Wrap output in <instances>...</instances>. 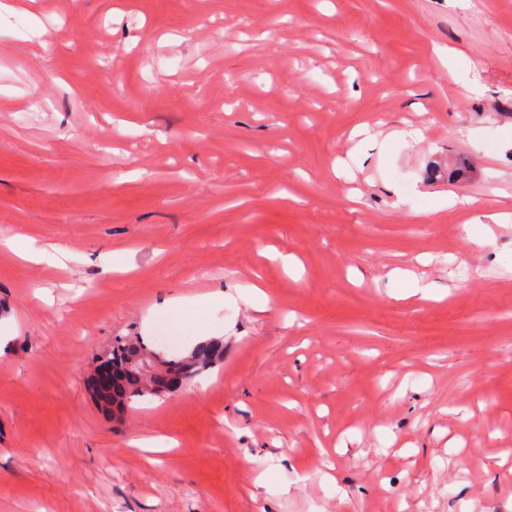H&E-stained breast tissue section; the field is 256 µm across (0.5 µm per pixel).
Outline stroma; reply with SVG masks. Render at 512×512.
Instances as JSON below:
<instances>
[{"mask_svg":"<svg viewBox=\"0 0 512 512\" xmlns=\"http://www.w3.org/2000/svg\"><path fill=\"white\" fill-rule=\"evenodd\" d=\"M502 212L512 0L0 14V512H512ZM195 301L223 363L103 414L96 356Z\"/></svg>","mask_w":512,"mask_h":512,"instance_id":"1","label":"stroma"}]
</instances>
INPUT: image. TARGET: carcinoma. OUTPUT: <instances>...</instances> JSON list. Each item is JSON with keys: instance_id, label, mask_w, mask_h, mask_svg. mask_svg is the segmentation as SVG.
<instances>
[{"instance_id": "1", "label": "carcinoma", "mask_w": 512, "mask_h": 512, "mask_svg": "<svg viewBox=\"0 0 512 512\" xmlns=\"http://www.w3.org/2000/svg\"><path fill=\"white\" fill-rule=\"evenodd\" d=\"M152 351L137 336H117L110 348L103 353L112 362L118 382L112 387V403L119 414H124L131 403L146 396H160L178 389L199 372L209 369L224 360L223 342L212 339L194 347L179 358L161 357L162 369L153 375H135L123 372V366L138 353Z\"/></svg>"}]
</instances>
